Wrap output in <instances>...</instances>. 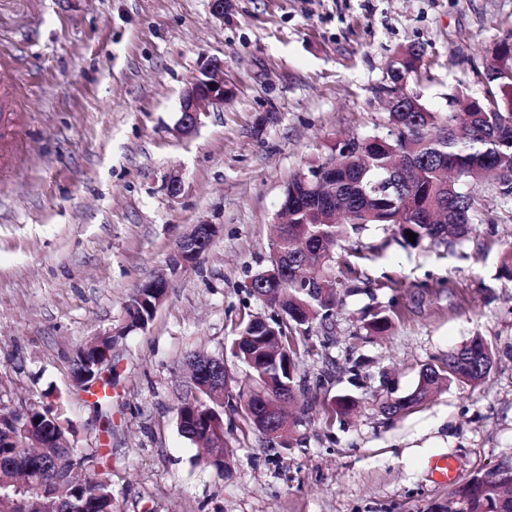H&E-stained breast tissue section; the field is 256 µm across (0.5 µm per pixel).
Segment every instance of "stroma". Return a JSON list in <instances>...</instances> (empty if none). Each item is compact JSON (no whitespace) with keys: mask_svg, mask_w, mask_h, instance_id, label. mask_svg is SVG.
<instances>
[{"mask_svg":"<svg viewBox=\"0 0 512 512\" xmlns=\"http://www.w3.org/2000/svg\"><path fill=\"white\" fill-rule=\"evenodd\" d=\"M505 41L512 0H227L220 19L209 0H0V85L18 97L0 126V406H57L69 441L102 456L113 512H430L512 464V282L499 275L512 198L485 197L488 222L450 251L403 248L377 225L336 248L339 263L372 248L367 286L338 295L331 330L300 349L317 399L289 447L246 428L249 370L231 353L241 315L274 313L247 282L269 264L289 179L382 130L394 54L421 48L405 91L445 112L457 88L497 89L476 67ZM212 57L232 93L181 135V93ZM200 223L219 236L129 327L132 294ZM390 305L389 332L367 333L365 312ZM108 331L111 401L97 407L74 393V360ZM476 336L493 353L481 385L380 413ZM191 353L224 361L236 455L221 473L177 428ZM343 395L358 404L333 417Z\"/></svg>","mask_w":512,"mask_h":512,"instance_id":"obj_1","label":"stroma"}]
</instances>
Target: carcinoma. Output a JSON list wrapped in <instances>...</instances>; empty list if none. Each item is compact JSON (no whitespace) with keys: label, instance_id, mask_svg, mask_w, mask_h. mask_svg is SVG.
I'll return each mask as SVG.
<instances>
[{"label":"carcinoma","instance_id":"cac0c4a2","mask_svg":"<svg viewBox=\"0 0 512 512\" xmlns=\"http://www.w3.org/2000/svg\"><path fill=\"white\" fill-rule=\"evenodd\" d=\"M512 51L501 46L483 61V67L501 79L500 92H487L480 105L459 118L455 112L427 109L403 89L419 75L416 62L422 52L409 47L389 66V89L404 100V110L387 112L385 131L364 139L354 138L352 150L342 144L331 154L308 166L311 172L329 160L336 161V186L332 197L336 211L348 222H326L328 210L298 190L297 178L288 182V223L279 227L271 250L287 251L288 266L307 265L304 272L316 277L308 284L281 274L274 283L256 284L250 293L278 307L280 314L269 320L276 336L265 340L269 331L258 317L238 323L240 344L232 354L250 370L249 396L257 402L271 395L288 400L299 397L309 406L313 388L296 378V361L301 337L313 327L325 330L331 324V310L339 292H350L362 282L359 261L369 258L363 247L351 249L353 260L333 271L334 247L350 239L351 233L366 225L388 226L398 243L411 249L455 246L467 239L470 227L483 222L477 193L507 199L512 182V77L497 70V60ZM416 234L409 241L408 233ZM391 316L374 312L366 330L383 332ZM493 365L491 349L479 337L448 354L440 364H427L419 374L416 388L404 396L388 397L379 410L393 417L413 410L442 383L480 384ZM201 398H185L176 408L182 421L178 430L187 439L211 425L206 464L221 472L230 464L234 449L224 446L223 404L200 392ZM61 421L52 404L29 410L27 422L48 435L32 440L0 427V512H112L111 485L90 471L95 455L69 444L68 428L43 424L47 416ZM46 486L39 494L22 490L26 477ZM456 507L434 512H512V467L503 464L461 483L453 491Z\"/></svg>","mask_w":512,"mask_h":512}]
</instances>
